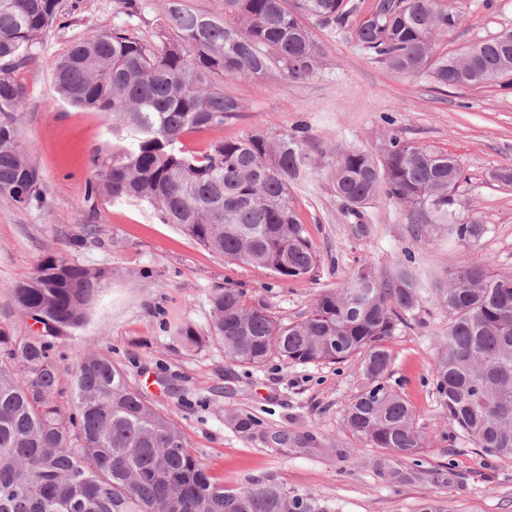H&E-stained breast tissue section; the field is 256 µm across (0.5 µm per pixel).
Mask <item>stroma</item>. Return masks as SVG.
<instances>
[{
  "label": "stroma",
  "mask_w": 512,
  "mask_h": 512,
  "mask_svg": "<svg viewBox=\"0 0 512 512\" xmlns=\"http://www.w3.org/2000/svg\"><path fill=\"white\" fill-rule=\"evenodd\" d=\"M169 0H140L127 17L119 0H61L60 16L34 55L13 78L22 88L20 137L41 175L42 205L24 209L0 196V329L32 335L12 297L47 255L106 266L112 278L81 328L58 339L61 368L97 347L122 368L155 407L176 415L190 450L225 487L276 481L288 491L331 497L337 512H416L429 496L448 512H512V459L486 455L458 436L434 390L441 311L425 304L424 324L392 336L389 384L411 404L424 446L415 455L385 460L381 449L344 425L352 398L364 387L357 360L340 364L289 363L270 359L259 368L229 361L213 341L189 348L163 329L181 321L206 330L210 293L229 286L265 300L279 319L302 318L323 288H336L363 264L391 268L412 247L421 269H454L464 262L489 263L494 274L512 276V185L489 174L512 167V89L493 84L441 89L406 78L375 62L353 41L319 29L324 58L303 79L243 77L224 91L242 110L227 120L223 137L269 135L305 125L310 175L293 185L296 211L318 255L305 278L282 280L269 270L225 259L163 223L148 203L89 196L94 158H108L120 141L112 121L59 99L54 62L75 42L114 25L128 24L152 47L175 39ZM462 16L439 49L458 53L474 43L512 31V0H452ZM454 154L467 181L464 207L476 210L488 233L471 249L440 244L412 246L400 208L379 199L363 218L346 212L334 191L339 151L375 148L385 136ZM257 422L250 435L231 418ZM398 467L416 471L408 483L391 482Z\"/></svg>",
  "instance_id": "35a3bbf8"
}]
</instances>
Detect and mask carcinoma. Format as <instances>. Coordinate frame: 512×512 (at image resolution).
Here are the masks:
<instances>
[{
	"label": "carcinoma",
	"mask_w": 512,
	"mask_h": 512,
	"mask_svg": "<svg viewBox=\"0 0 512 512\" xmlns=\"http://www.w3.org/2000/svg\"><path fill=\"white\" fill-rule=\"evenodd\" d=\"M224 17L172 0L178 39L160 48L115 26L74 43L52 69L58 96L112 117L129 146L98 165L88 193L140 200L166 224L235 262L307 276L318 254L305 235L291 186L308 171L307 129L276 138H215L184 148L191 132L219 130L241 110L224 80L274 74L308 77L322 64L313 29L353 39L393 72L441 88L512 86V45L502 36L461 55L438 51L461 23L448 0H374L363 18L356 0H223ZM61 0H0V196L23 207L42 201V178L20 139V87L12 77L56 22ZM462 167L451 153L388 136L376 151L337 155L336 196L348 213L385 197L404 208L412 241L471 249L488 232L478 213L461 214ZM414 253L381 274L363 265L339 288L319 291L305 316L284 322L238 288L210 294L202 334L188 322L173 337L258 368L271 358L338 364L355 358L365 386L346 410L348 430L385 456L423 447L413 410L387 384L389 338L430 302L448 318L434 364L440 406L458 435L484 453L512 459V277L485 264L420 273ZM105 269L48 255L12 288L33 336L0 329V512H332L328 501L276 483L224 488L189 449L172 412L160 410L98 349L61 371L56 339L85 323L104 289ZM70 380V395L62 388Z\"/></svg>",
	"instance_id": "obj_1"
}]
</instances>
